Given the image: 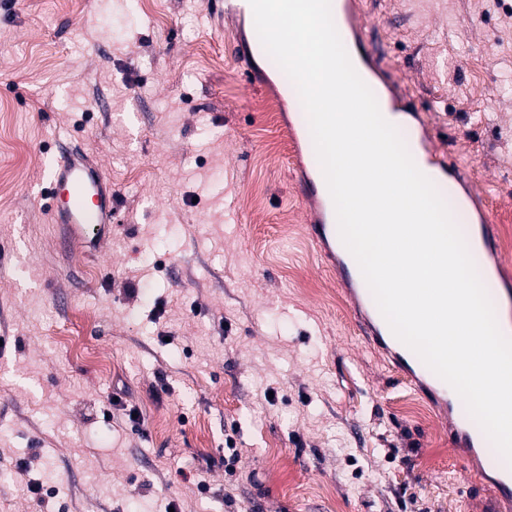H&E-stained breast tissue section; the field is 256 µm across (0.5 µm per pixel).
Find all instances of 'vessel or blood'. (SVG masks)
<instances>
[{
	"label": "vessel or blood",
	"instance_id": "vessel-or-blood-1",
	"mask_svg": "<svg viewBox=\"0 0 512 512\" xmlns=\"http://www.w3.org/2000/svg\"><path fill=\"white\" fill-rule=\"evenodd\" d=\"M331 11L340 37L357 46L360 67L369 81L387 90L391 110L415 112V105L398 95L395 80L378 58L380 49L371 41V29L364 20L363 0H333ZM260 45V40L255 39L233 47L238 64L246 68L253 83L263 82L266 78L265 73L250 66ZM423 149L424 161L436 175L435 186L451 189L455 209L470 217L471 226L465 242L468 250L482 258L480 279L489 287L491 302H498L502 294L512 292V287L497 284V229L488 198L483 188L464 172L454 152L439 150L430 140L425 141ZM294 188L308 213V233L337 279L347 288L364 334L398 371L429 395L440 411L448 415L456 412V397L449 394L447 383L402 346L390 330L354 257L347 251L337 252L339 232L334 205L318 159H311L307 164L299 163ZM30 201L33 207L45 210L64 248L78 251L83 257L100 255L112 239V224L117 214L112 183L104 175L102 164L87 155L75 153L48 160L46 181L31 194ZM452 431L458 446L469 449L474 455L483 451L488 441L485 433L473 430L463 419L453 425ZM477 478L497 498L512 500V472L503 471L491 478L481 469Z\"/></svg>",
	"mask_w": 512,
	"mask_h": 512
}]
</instances>
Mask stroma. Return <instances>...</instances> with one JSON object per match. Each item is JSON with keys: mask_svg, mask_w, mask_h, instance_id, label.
Segmentation results:
<instances>
[{"mask_svg": "<svg viewBox=\"0 0 512 512\" xmlns=\"http://www.w3.org/2000/svg\"><path fill=\"white\" fill-rule=\"evenodd\" d=\"M364 4L438 145L467 146L512 222V0ZM242 29L209 0H0V512H39L31 482L50 512H512L447 417L401 410L423 397L306 235L296 157L256 107L275 92L231 53ZM71 148L118 195L96 260L27 200Z\"/></svg>", "mask_w": 512, "mask_h": 512, "instance_id": "35a3bbf8", "label": "stroma"}]
</instances>
